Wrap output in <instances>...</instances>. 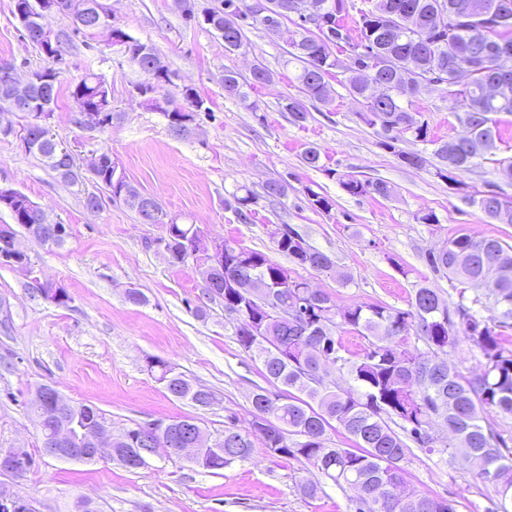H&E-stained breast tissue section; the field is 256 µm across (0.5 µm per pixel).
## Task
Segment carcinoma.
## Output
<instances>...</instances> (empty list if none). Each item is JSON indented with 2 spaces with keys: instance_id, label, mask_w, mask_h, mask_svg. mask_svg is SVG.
Segmentation results:
<instances>
[{
  "instance_id": "1",
  "label": "carcinoma",
  "mask_w": 512,
  "mask_h": 512,
  "mask_svg": "<svg viewBox=\"0 0 512 512\" xmlns=\"http://www.w3.org/2000/svg\"><path fill=\"white\" fill-rule=\"evenodd\" d=\"M335 5L332 26L316 29L304 26L286 13L275 12L256 16L247 0H221V5L210 8L208 29L224 40V47L235 51L242 47L244 28L274 24L281 28L288 62L299 65L295 79L309 96L326 104L329 95L321 90L329 87L328 79L338 68L339 59L333 49L350 46L354 49L367 43L382 49L386 65L379 71L362 69L361 59L350 57L344 66L343 86L354 97L367 99L366 111L360 114L369 126L389 125L381 145L391 151L402 165L423 169L435 158V175L450 185L460 186L457 175L482 164L485 154L475 153L477 142L500 140L499 113L512 114V100L502 103L482 95L485 84L501 79L512 81V70L504 73L485 62V55L509 53L512 55V0H488L504 11L507 21L495 27L468 23L461 26L452 43L433 40L429 43L402 31L403 11H417L421 23L444 5L453 6L460 0H368V6L358 9L356 29L347 26L349 11L346 0H331ZM177 6L188 24L203 25L196 14L195 0H177ZM94 37L91 27H80L72 21L70 31L61 34L57 56L63 57L64 46L75 36ZM130 63L152 79V62L161 63L167 82H173L176 73L170 69L157 48L138 39H132L123 48ZM415 59L448 63L469 71L473 90V109L461 119L462 130L446 140L429 137L428 124L413 127L411 111H397L381 99L370 101V84L383 81L406 88L401 77L402 62ZM273 74L263 64H256L251 75L224 72V90L247 108L256 110L249 101L248 90L269 84ZM59 96V81L49 88L32 87L28 110L54 112ZM74 107H112V89L102 77L88 73L80 78L70 92ZM174 103L184 110L208 111L205 101L193 88L179 93ZM292 121L307 120V110L296 97L288 96L281 103ZM410 134L414 141L433 145V150L404 151L396 143ZM33 147L28 153L54 172L66 186L82 192L77 180L83 177L74 156L61 153L59 141L44 139L33 133ZM104 162L94 168L95 184L108 190L111 198L123 203L138 217H143L141 205L123 192V184L112 183L110 152L93 149ZM344 190L353 196L388 199L394 188L383 180L362 181L350 177L342 181ZM258 197L242 185L230 198L224 200L227 208L244 221L250 219ZM485 215L497 224H512V202L503 208L496 197H489ZM14 223L22 226L37 242L44 243L52 235V228L40 224L36 208L20 204L10 211ZM194 229L192 224H173L168 246L173 252L171 264L182 265L183 247ZM275 240L277 250L287 255L301 268H317L325 272L335 270L336 262L327 253L301 244L303 238L290 226ZM466 257V265L458 264ZM434 271L461 283L482 286V296L471 304L459 301L454 309L434 288L421 286L414 292L409 308L355 304L339 307L322 292L312 297V315L305 322L280 323L269 314L275 300L287 303L307 286L306 279L291 275L280 264L271 261L261 251L232 247L224 253V270L214 274L217 281L229 275L256 279L267 287L268 294H258L250 301L236 290L225 289L224 313L236 322V337L240 347L262 359L268 382L295 390L288 395L273 393L259 387L252 393L254 413L264 415V424H251L244 431L224 427V453L210 455L205 469L222 470L238 462L253 459L254 441L261 442L272 456L295 459L316 469L321 477L340 488L355 493V512H402L395 502L392 490L406 485L401 462L412 453L410 444L430 454L447 455L459 459L480 480L490 484L496 493L486 512H509L512 504V436L507 438L484 414L494 412L512 416V349L501 343L502 330L512 328V246L495 238H473L460 235L444 242L440 250L428 255ZM488 300L498 310L497 321L482 320L474 306ZM250 318L264 327L260 335L246 332L241 323ZM347 326L367 338L368 346L356 359L345 356L338 329ZM423 342L421 350L411 344L410 337ZM466 339L478 349L487 361L484 371L472 377L461 374L448 364L446 355L456 348L459 338ZM331 362L348 378L347 388L326 382L316 370ZM150 372L164 384L170 394L188 400L198 407H208L213 394L193 385L182 374L161 359L148 361ZM72 416L84 426L103 420L100 412L90 406H74ZM439 428L448 433V443L436 447L432 431ZM339 428L353 441V447L330 445L329 431ZM420 508L410 512H455L448 499L427 494L416 495Z\"/></svg>"
}]
</instances>
